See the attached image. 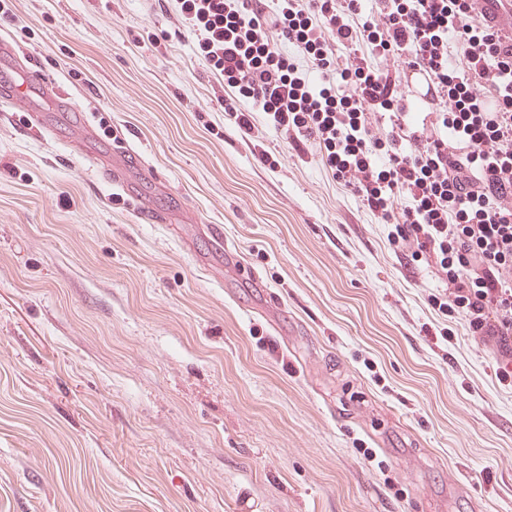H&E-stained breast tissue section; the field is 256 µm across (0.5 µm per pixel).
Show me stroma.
<instances>
[{"label":"stroma","instance_id":"1","mask_svg":"<svg viewBox=\"0 0 512 512\" xmlns=\"http://www.w3.org/2000/svg\"><path fill=\"white\" fill-rule=\"evenodd\" d=\"M8 8L0 512H512V378L491 344L315 151L226 126L173 0ZM30 62L72 96L50 134ZM116 129L152 172L124 190ZM137 195L196 227L141 221ZM203 224L235 266L200 268Z\"/></svg>","mask_w":512,"mask_h":512}]
</instances>
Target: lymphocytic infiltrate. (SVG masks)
<instances>
[{
  "mask_svg": "<svg viewBox=\"0 0 512 512\" xmlns=\"http://www.w3.org/2000/svg\"><path fill=\"white\" fill-rule=\"evenodd\" d=\"M174 2L226 120L249 137L260 113L314 148L512 374V0H374L371 14L365 0ZM391 57L426 72L429 101L401 94ZM491 97L500 111H482Z\"/></svg>",
  "mask_w": 512,
  "mask_h": 512,
  "instance_id": "lymphocytic-infiltrate-1",
  "label": "lymphocytic infiltrate"
}]
</instances>
